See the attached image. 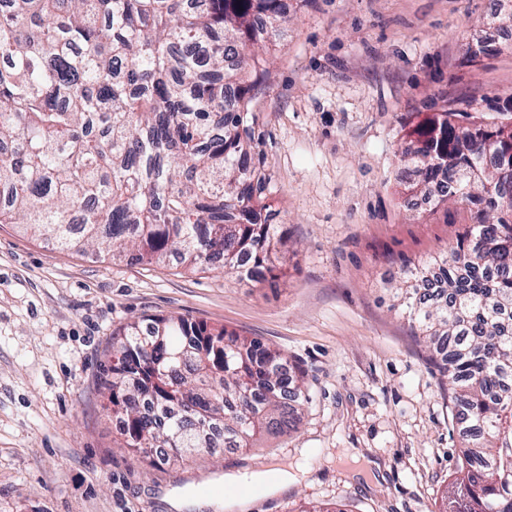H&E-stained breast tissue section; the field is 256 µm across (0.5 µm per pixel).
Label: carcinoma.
<instances>
[{"label":"carcinoma","instance_id":"cac0c4a2","mask_svg":"<svg viewBox=\"0 0 512 512\" xmlns=\"http://www.w3.org/2000/svg\"><path fill=\"white\" fill-rule=\"evenodd\" d=\"M282 0H0V224L62 250L171 259L192 271L283 273L268 180L251 164L247 80L268 74ZM411 135L414 187L471 206L438 265L446 297L397 287L415 335L442 354L465 512H512V123L437 112ZM300 370L278 349L180 318L112 330L99 385L124 447L189 460L290 426Z\"/></svg>","mask_w":512,"mask_h":512}]
</instances>
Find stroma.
Wrapping results in <instances>:
<instances>
[{
    "label": "stroma",
    "instance_id": "1",
    "mask_svg": "<svg viewBox=\"0 0 512 512\" xmlns=\"http://www.w3.org/2000/svg\"><path fill=\"white\" fill-rule=\"evenodd\" d=\"M269 75L251 93L257 153L282 225L283 276L101 259L0 224V512H449L457 433L435 352L394 291L472 221L408 207L411 130L446 100L512 121V41L488 0H283ZM501 51L467 60L471 32ZM181 317L283 350L304 371L296 426L252 448L153 464L118 447L96 380L115 327ZM297 468L287 490L237 496L228 474Z\"/></svg>",
    "mask_w": 512,
    "mask_h": 512
}]
</instances>
